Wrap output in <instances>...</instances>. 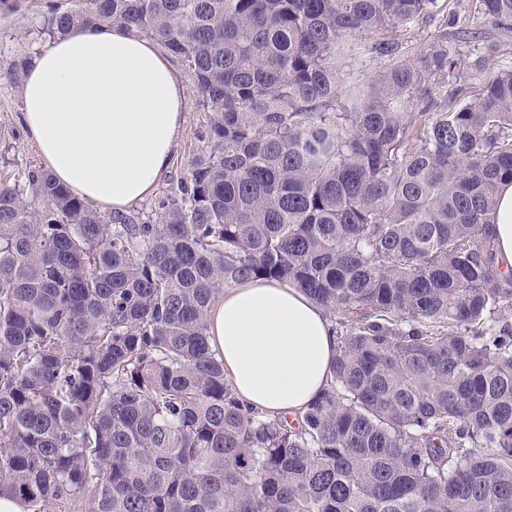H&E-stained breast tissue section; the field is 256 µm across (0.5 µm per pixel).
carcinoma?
<instances>
[{
    "label": "carcinoma",
    "instance_id": "obj_1",
    "mask_svg": "<svg viewBox=\"0 0 512 512\" xmlns=\"http://www.w3.org/2000/svg\"><path fill=\"white\" fill-rule=\"evenodd\" d=\"M512 29V0H479ZM436 0H46L35 30L132 28L195 81L209 133L177 192L101 212L29 165L0 178V495L28 512H512V68L456 77ZM287 282L335 317L330 381L290 426L210 347L219 294ZM493 223L499 262L508 272L512 269V184L502 185L498 191Z\"/></svg>",
    "mask_w": 512,
    "mask_h": 512
}]
</instances>
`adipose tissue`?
<instances>
[{
  "instance_id": "obj_1",
  "label": "adipose tissue",
  "mask_w": 512,
  "mask_h": 512,
  "mask_svg": "<svg viewBox=\"0 0 512 512\" xmlns=\"http://www.w3.org/2000/svg\"><path fill=\"white\" fill-rule=\"evenodd\" d=\"M22 122L46 169L95 207L122 212L169 171L185 87L156 43L119 26L73 28L26 64ZM493 231L512 270V184L501 186ZM210 342L237 396L261 414L292 417L320 395L336 356L323 308L288 285L249 280L225 289Z\"/></svg>"
}]
</instances>
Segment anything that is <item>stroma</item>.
I'll list each match as a JSON object with an SVG mask.
<instances>
[{"label": "stroma", "mask_w": 512, "mask_h": 512, "mask_svg": "<svg viewBox=\"0 0 512 512\" xmlns=\"http://www.w3.org/2000/svg\"><path fill=\"white\" fill-rule=\"evenodd\" d=\"M44 6V0H22L15 12L0 14V132L12 134L11 156L17 162L41 165L37 148L27 139L20 122L22 94L11 84L8 73L12 65L25 62L35 51L45 48L47 39L24 37ZM448 34V47L458 62L460 80L444 85H430L415 91L404 103L407 113L422 111L427 103L444 105L448 99L476 101L485 72L512 67V30L492 27L483 21L478 0H437L428 17L398 27L396 36L402 44L400 58L416 61L437 31ZM180 77L188 92L181 133L176 141L169 174L154 193L132 205L130 214L150 213L159 201L171 195L181 178L186 177L190 161L208 132V116L195 105L193 79L188 72Z\"/></svg>", "instance_id": "1"}]
</instances>
